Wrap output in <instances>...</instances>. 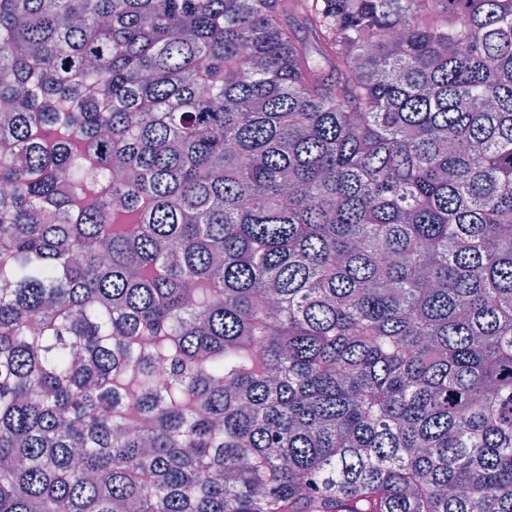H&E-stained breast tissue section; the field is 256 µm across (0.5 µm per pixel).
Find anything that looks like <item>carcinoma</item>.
<instances>
[{
	"instance_id": "obj_1",
	"label": "carcinoma",
	"mask_w": 512,
	"mask_h": 512,
	"mask_svg": "<svg viewBox=\"0 0 512 512\" xmlns=\"http://www.w3.org/2000/svg\"><path fill=\"white\" fill-rule=\"evenodd\" d=\"M0 103V512H512V0H0Z\"/></svg>"
}]
</instances>
